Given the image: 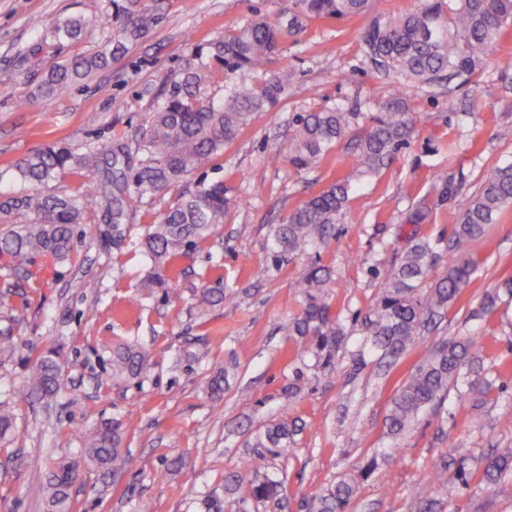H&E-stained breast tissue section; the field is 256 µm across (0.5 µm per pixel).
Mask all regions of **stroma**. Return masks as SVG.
<instances>
[{
	"instance_id": "35a3bbf8",
	"label": "stroma",
	"mask_w": 512,
	"mask_h": 512,
	"mask_svg": "<svg viewBox=\"0 0 512 512\" xmlns=\"http://www.w3.org/2000/svg\"><path fill=\"white\" fill-rule=\"evenodd\" d=\"M284 0H166L165 19L102 71L70 86L53 102L37 87L66 58L92 53L112 38V0H0V170L46 144L76 146L112 134L134 136L155 93L176 80L199 50L261 15L277 18ZM81 14L90 26L81 40L48 45L46 27ZM365 17L315 19L283 45L279 64L295 73L279 102L258 113L248 129L201 173L223 180L231 201L222 231L185 259L175 286L178 300L152 294L146 307L136 287L148 263L136 224L121 249L105 245L109 225L87 212L84 234L60 263L38 255L23 269L0 254V330L17 345L0 355V402L16 414V428L0 441V512H47L40 482L60 460H81V438L104 419H119L123 446L138 467L120 475L79 469L72 512H306L313 495L344 476L356 480L353 512H416L412 491L441 471L453 489L447 512H512V481L490 489L478 477L461 482L460 457L483 459L512 448V302L478 317L484 294L512 280V217L490 225L474 245L478 269L435 328L394 364L365 343L361 317L374 303L386 270L411 234L448 246L459 212L454 202L434 207L427 223L405 217L415 199L430 195L431 177H463L465 192L479 187L484 168L512 162V85L488 67L455 88H408L407 112L416 133L407 149L376 178H355L345 215L327 249L267 267L271 225L331 181L347 175L343 140L303 173L268 156L286 149L288 117L325 106L376 112L371 91L388 96L360 50ZM264 184L263 194L253 192ZM329 268L332 306L347 337L331 369L305 365L282 326L298 312L291 283L311 263ZM221 288L223 303L200 308L203 289ZM218 338H211V331ZM205 337L203 359L179 361L186 341ZM476 336L487 345L481 377L493 387L474 400L449 397L422 413L394 447L384 418L398 385L440 341ZM149 346L146 378L113 381L109 358L122 342ZM58 352L65 386L48 401L32 402L25 379L35 356ZM229 372L224 408L215 411L205 382ZM297 382L299 391L284 389ZM298 420L293 447L271 469L284 482L282 504L242 505L224 492V477L252 452V435L271 421ZM185 467L169 473L175 458Z\"/></svg>"
}]
</instances>
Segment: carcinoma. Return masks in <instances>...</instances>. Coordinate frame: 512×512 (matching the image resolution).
Instances as JSON below:
<instances>
[{
	"mask_svg": "<svg viewBox=\"0 0 512 512\" xmlns=\"http://www.w3.org/2000/svg\"><path fill=\"white\" fill-rule=\"evenodd\" d=\"M165 0H123L115 3L119 20L112 43L97 51L71 57L56 65L39 86L40 96L51 101L71 84L106 68L112 58L142 40L165 17ZM368 0H294V8L277 20L257 17L241 29L209 43L179 80L157 99L141 126L135 144L115 134L80 152L65 145H50L29 154L14 166L21 182L46 187L63 173L80 179L72 195L53 192L15 196L0 204V211L16 217L13 227L0 235V253L17 266L34 255L58 261L69 258L78 228L86 212L100 213L103 224L112 225V247L120 248L130 236L133 203L154 206L175 192L177 199L150 213L144 247L150 262L146 288H160L166 297L182 258L218 235L229 200L224 183H210L196 172L224 153L251 124L254 116L277 103L292 81V72L274 67L282 43L296 35L309 19L359 16ZM512 0H422L416 8L398 16L376 15L360 30L361 51L375 73L390 80L392 96L379 103V112L346 155L352 171L376 176L410 144L414 120L406 112L404 92L411 85L435 87L460 78L468 81L493 63L503 73L512 71V58H493L499 41L512 29ZM86 29L79 15L57 21L49 38L58 45L77 40ZM254 74L251 81L233 80L237 72ZM222 90L212 96L211 88ZM360 113L326 106L300 112L288 120V152L272 153L302 173L325 159L352 130ZM432 192L437 202L454 200L459 222L449 238L448 265L435 278L437 252L427 237H415L390 267L380 295L370 309L367 342L383 355L399 359L422 335L427 319L448 310L468 288L477 262L468 246L499 223L512 209V163L484 170L480 185L471 195H460L448 175L434 173ZM352 191L350 179L336 180L297 207L271 230L270 268L280 270L310 248L327 243ZM432 206L427 197L414 201L409 223L423 224ZM328 269L309 266L293 284L302 311L283 324L299 356L310 355L317 366H331L344 340V330L329 301ZM484 343L472 338L444 343L417 365L397 388L384 419L386 433L402 438L420 413L440 407L451 390L466 392L470 383L464 369L479 360ZM149 368L147 348L124 344L112 349V378L141 377ZM226 375L222 369L207 381L213 404L224 400ZM63 369L53 351H43L33 362L29 395L36 400L55 397L63 388ZM13 409L0 403V439L13 429ZM298 432L297 421L274 420L266 425L252 447L245 470L224 477V490L245 503L279 501L283 483L264 471L270 468L267 454L289 448ZM123 424L103 421L83 437L84 465L100 470L123 471L134 460L121 454ZM481 472V482L494 488L512 477V448H498L476 466L461 460L458 475L467 481L471 469ZM76 468L62 464L49 471L43 489L48 512H69L70 488ZM448 492L437 472L415 489L418 512H437L436 493ZM355 484L343 478L312 496L308 512H351Z\"/></svg>",
	"mask_w": 512,
	"mask_h": 512,
	"instance_id": "cac0c4a2",
	"label": "carcinoma"
}]
</instances>
